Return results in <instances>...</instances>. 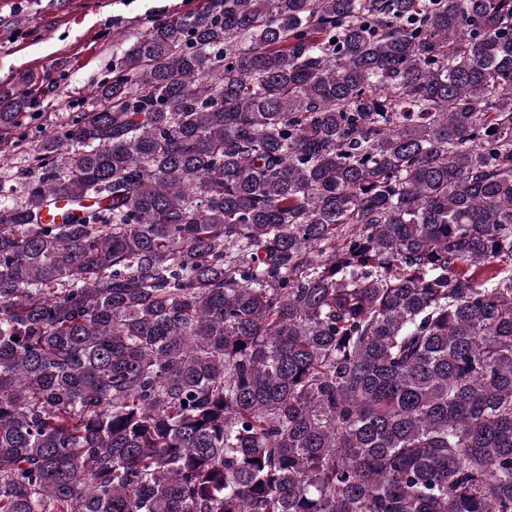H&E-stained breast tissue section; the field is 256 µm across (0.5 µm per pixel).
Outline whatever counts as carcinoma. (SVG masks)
Instances as JSON below:
<instances>
[{"label":"carcinoma","mask_w":512,"mask_h":512,"mask_svg":"<svg viewBox=\"0 0 512 512\" xmlns=\"http://www.w3.org/2000/svg\"><path fill=\"white\" fill-rule=\"evenodd\" d=\"M94 97L0 183V512H512V0H204Z\"/></svg>","instance_id":"carcinoma-1"}]
</instances>
